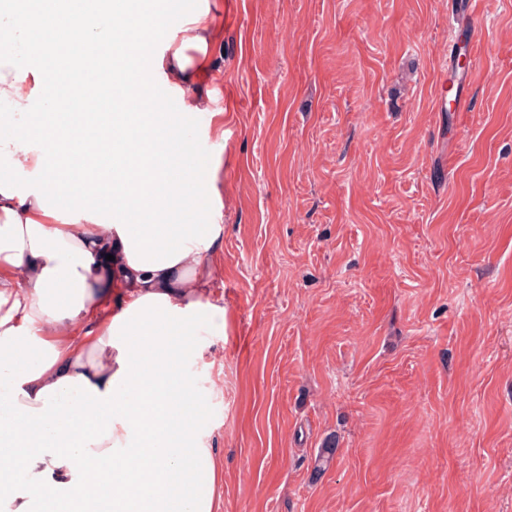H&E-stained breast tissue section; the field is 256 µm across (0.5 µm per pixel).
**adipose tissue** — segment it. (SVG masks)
<instances>
[{"mask_svg": "<svg viewBox=\"0 0 512 512\" xmlns=\"http://www.w3.org/2000/svg\"><path fill=\"white\" fill-rule=\"evenodd\" d=\"M150 2L0 0V460L8 448L25 459L0 485L6 512H219L206 403L183 369L203 353L198 329L225 321L208 297L223 270L219 162L203 156L191 176L173 148L135 149L134 104L108 120L79 113L78 167L45 168L40 147L55 134V71L31 51L35 26L81 21L85 44L112 40L119 60L154 25ZM171 28L148 70L177 93L209 71L214 34L204 12ZM104 179L107 204L76 196L77 181ZM73 412L95 429L68 421Z\"/></svg>", "mask_w": 512, "mask_h": 512, "instance_id": "1", "label": "adipose tissue"}]
</instances>
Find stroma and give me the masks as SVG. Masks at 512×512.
Returning <instances> with one entry per match:
<instances>
[{
    "label": "stroma",
    "mask_w": 512,
    "mask_h": 512,
    "mask_svg": "<svg viewBox=\"0 0 512 512\" xmlns=\"http://www.w3.org/2000/svg\"><path fill=\"white\" fill-rule=\"evenodd\" d=\"M459 2L203 0L221 512H512V0H475L464 112Z\"/></svg>",
    "instance_id": "35a3bbf8"
}]
</instances>
